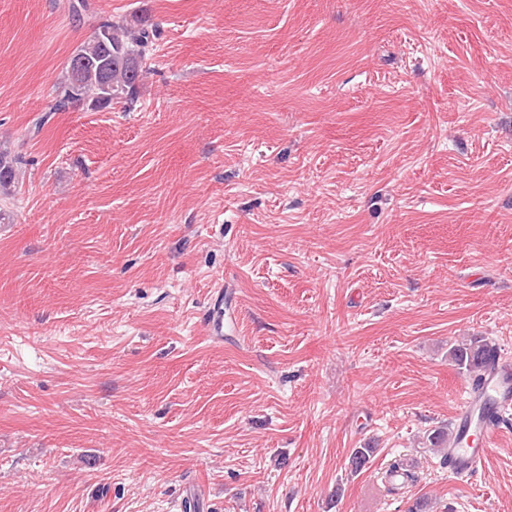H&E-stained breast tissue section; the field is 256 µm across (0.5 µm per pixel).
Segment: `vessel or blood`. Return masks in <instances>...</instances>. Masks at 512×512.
Wrapping results in <instances>:
<instances>
[{
    "instance_id": "b4317fda",
    "label": "vessel or blood",
    "mask_w": 512,
    "mask_h": 512,
    "mask_svg": "<svg viewBox=\"0 0 512 512\" xmlns=\"http://www.w3.org/2000/svg\"><path fill=\"white\" fill-rule=\"evenodd\" d=\"M512 413V360L496 357L465 390L456 415L455 439L444 456L449 473L473 476L486 458L500 420Z\"/></svg>"
}]
</instances>
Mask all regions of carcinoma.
Wrapping results in <instances>:
<instances>
[{"label": "carcinoma", "instance_id": "1", "mask_svg": "<svg viewBox=\"0 0 512 512\" xmlns=\"http://www.w3.org/2000/svg\"><path fill=\"white\" fill-rule=\"evenodd\" d=\"M155 30L140 21L124 24L110 18L100 20L91 38L68 57L64 80L54 90L50 112L73 106L103 111L135 99L146 60L154 51ZM18 158L0 150V191L10 194ZM497 347L483 336H471L453 346L449 354L472 378L486 367ZM373 448H355L349 457L351 470L362 469L374 454Z\"/></svg>", "mask_w": 512, "mask_h": 512}]
</instances>
